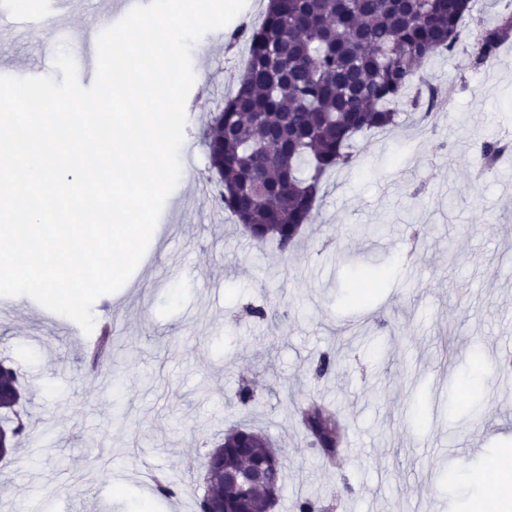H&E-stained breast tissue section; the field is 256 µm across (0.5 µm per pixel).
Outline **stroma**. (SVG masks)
I'll list each match as a JSON object with an SVG mask.
<instances>
[{"label": "stroma", "mask_w": 512, "mask_h": 512, "mask_svg": "<svg viewBox=\"0 0 512 512\" xmlns=\"http://www.w3.org/2000/svg\"><path fill=\"white\" fill-rule=\"evenodd\" d=\"M266 5L247 0L192 51L186 178L130 279L93 307L112 325L110 356L90 368L91 337L69 318L26 296L0 303V359L19 368L31 421L0 466V512H184L211 442L241 424L284 463L274 512L304 496L317 512H475L512 457L499 399L512 375L475 369L512 352V155L478 173L485 138L512 141V39L481 65L467 39L428 62L433 85L452 91L436 123L357 136L285 263L214 209L201 138L248 59L235 33ZM71 41L32 29L0 40V75L57 76ZM374 266L386 280L353 303L354 270ZM325 355L336 366L322 376ZM243 385L255 402L237 400ZM311 400L339 415L335 465L295 417ZM150 472L177 497H160Z\"/></svg>", "instance_id": "1"}]
</instances>
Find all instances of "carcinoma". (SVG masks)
Returning a JSON list of instances; mask_svg holds the SVG:
<instances>
[{
	"label": "carcinoma",
	"mask_w": 512,
	"mask_h": 512,
	"mask_svg": "<svg viewBox=\"0 0 512 512\" xmlns=\"http://www.w3.org/2000/svg\"><path fill=\"white\" fill-rule=\"evenodd\" d=\"M496 23L477 30L474 63L495 56L512 37V11L497 9ZM473 0H269L259 26L246 31L248 65L224 108L203 132L209 170L218 174L217 205L257 244L272 242L283 256L311 223L324 175L351 161L352 138L399 125L400 108L434 117L439 92L424 74L433 57L453 51ZM512 143L493 138L481 147L482 164L496 166ZM112 350L109 328L86 346L96 361ZM18 371L0 360V428L4 457L27 435ZM311 445L331 464L343 445L336 415L311 401L296 408ZM268 438L239 426L211 447L207 486L198 512H267L283 491V466ZM266 473L263 484L235 481L244 467Z\"/></svg>",
	"instance_id": "cac0c4a2"
}]
</instances>
